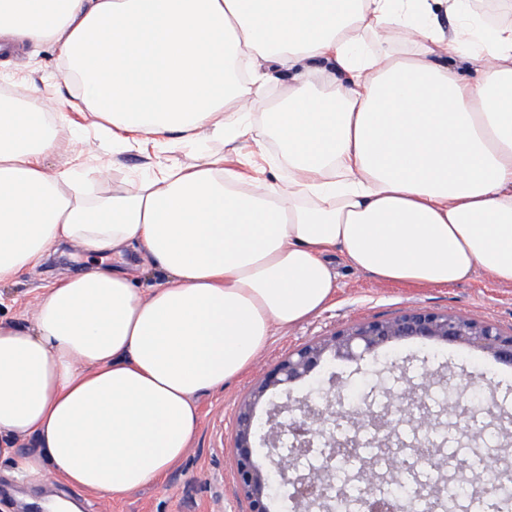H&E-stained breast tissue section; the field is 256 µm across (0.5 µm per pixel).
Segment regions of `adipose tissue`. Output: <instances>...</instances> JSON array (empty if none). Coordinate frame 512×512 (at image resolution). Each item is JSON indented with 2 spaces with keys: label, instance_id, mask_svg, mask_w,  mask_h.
Listing matches in <instances>:
<instances>
[{
  "label": "adipose tissue",
  "instance_id": "obj_1",
  "mask_svg": "<svg viewBox=\"0 0 512 512\" xmlns=\"http://www.w3.org/2000/svg\"><path fill=\"white\" fill-rule=\"evenodd\" d=\"M367 31L403 46L371 49ZM44 45L114 140L272 141L288 181L247 183L209 151L90 198L45 165L64 114L46 123L38 89L0 95V284L74 246H136L162 274L138 288L93 267L48 280L31 320L0 316V463L15 478L112 498L159 479L197 430V396L327 306L331 255L383 281L480 270L512 285V24L472 0H0V53ZM327 64L348 83L315 81ZM274 83L288 97L256 120L244 101ZM27 436L35 451L16 448Z\"/></svg>",
  "mask_w": 512,
  "mask_h": 512
}]
</instances>
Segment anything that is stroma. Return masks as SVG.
Segmentation results:
<instances>
[{
    "label": "stroma",
    "mask_w": 512,
    "mask_h": 512,
    "mask_svg": "<svg viewBox=\"0 0 512 512\" xmlns=\"http://www.w3.org/2000/svg\"><path fill=\"white\" fill-rule=\"evenodd\" d=\"M53 85L59 108L65 109L69 124L58 132V149L47 164L53 169H71L89 185L91 196L109 195L131 188L157 165L189 166L204 150L223 152L224 164L246 171L258 181H287V166L278 164L277 149L267 144L264 151L253 154L249 149L233 151L218 143L184 144L142 138L128 145L113 141L111 136L85 127V136L97 139L100 160L84 154L73 138L70 124L83 125V115L69 109L72 90L66 83L56 49L44 48L31 53L21 47L0 65V89L17 87L31 94L33 87ZM107 164L111 180H101L97 167ZM337 272L336 294L326 309L293 326L278 330L253 364L224 386L203 394L198 400L200 421L194 438L182 458L159 481L121 498L112 499L79 493L83 512H248L244 499L235 494L234 425L241 402L249 395L257 379L273 368L292 350L359 321L384 319L412 309L432 312H456L494 324L512 334V285L495 283L483 273L472 279L448 286H421L378 280L369 272L346 265L333 256ZM41 270H34L19 282L0 285V300L10 304L16 319L30 318L31 300L43 285ZM455 385L471 376H485L481 396L494 397L498 422L512 432V366L492 362L490 356L449 345H422L413 341L389 344L368 354L356 364L325 363L310 377L291 384L287 391L276 392L277 403H294L308 391L326 386L330 376H337L351 405L362 406L377 380L385 373L390 393L396 394L418 383L423 372ZM63 487L52 476L21 483L5 469H0V512H21L25 504L61 495Z\"/></svg>",
    "instance_id": "stroma-1"
}]
</instances>
